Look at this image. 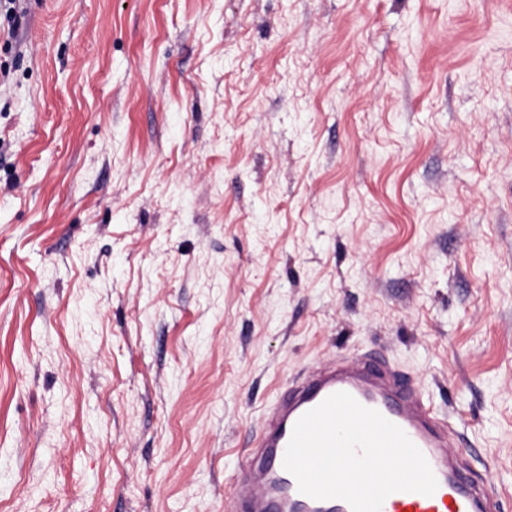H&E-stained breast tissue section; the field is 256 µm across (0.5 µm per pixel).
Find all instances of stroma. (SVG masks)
I'll return each instance as SVG.
<instances>
[{
  "instance_id": "35a3bbf8",
  "label": "stroma",
  "mask_w": 512,
  "mask_h": 512,
  "mask_svg": "<svg viewBox=\"0 0 512 512\" xmlns=\"http://www.w3.org/2000/svg\"><path fill=\"white\" fill-rule=\"evenodd\" d=\"M0 14V512H224L367 353L512 512V0Z\"/></svg>"
}]
</instances>
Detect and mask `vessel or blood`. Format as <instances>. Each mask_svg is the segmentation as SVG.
Wrapping results in <instances>:
<instances>
[{
	"instance_id": "obj_1",
	"label": "vessel or blood",
	"mask_w": 512,
	"mask_h": 512,
	"mask_svg": "<svg viewBox=\"0 0 512 512\" xmlns=\"http://www.w3.org/2000/svg\"><path fill=\"white\" fill-rule=\"evenodd\" d=\"M337 392L349 393L399 426L423 453L437 480L438 487L429 496L390 494L381 512H500L498 495L469 472L461 453L452 450L446 419L403 373L376 356L331 362L276 397L232 486L229 512H351L344 500L302 494L295 477L283 467L297 420Z\"/></svg>"
}]
</instances>
